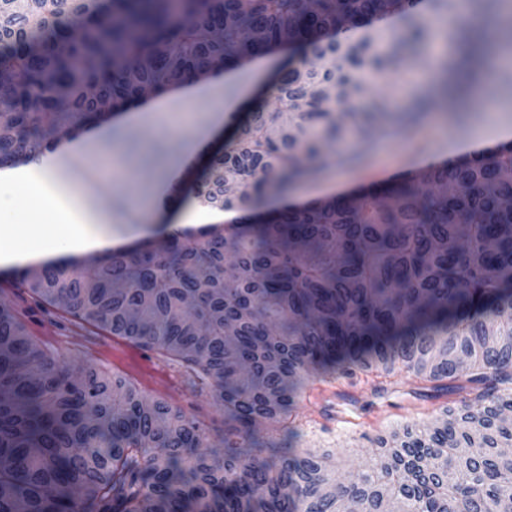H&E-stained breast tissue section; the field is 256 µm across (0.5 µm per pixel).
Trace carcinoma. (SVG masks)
<instances>
[{"label":"carcinoma","instance_id":"obj_1","mask_svg":"<svg viewBox=\"0 0 512 512\" xmlns=\"http://www.w3.org/2000/svg\"><path fill=\"white\" fill-rule=\"evenodd\" d=\"M502 0H474L497 18ZM399 32L382 41L375 20ZM419 0H0V167L51 151L50 135L107 124L143 96L300 52L273 97L192 179L199 203L242 223L176 230L80 264L27 273L33 296L182 362L224 407L204 422L120 375L48 354L0 307V512H512V145L273 210L353 131L362 75L418 61ZM512 22L459 33L456 74ZM403 369L448 396L443 417L380 437L347 482L330 452L297 448L310 383ZM264 425L259 440L253 428Z\"/></svg>","mask_w":512,"mask_h":512}]
</instances>
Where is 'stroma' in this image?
Instances as JSON below:
<instances>
[{
  "label": "stroma",
  "mask_w": 512,
  "mask_h": 512,
  "mask_svg": "<svg viewBox=\"0 0 512 512\" xmlns=\"http://www.w3.org/2000/svg\"><path fill=\"white\" fill-rule=\"evenodd\" d=\"M255 70V64H248L230 80L223 79L221 71H214L209 78L200 80V94L191 97L176 90L145 98L141 103L144 119L126 126L131 134L129 140L96 139L92 152H67L66 164L56 168L57 178L76 185L89 208L111 216V224L104 227L111 237L135 233L140 239L162 242L163 225L140 223L135 203H145L156 196L162 208L176 212L185 207V199L164 189L168 169L173 167L182 173L196 164L190 145L215 118L220 105L239 99L243 88L252 82ZM441 83V74L425 61L420 62L414 76L399 73L385 81L387 95L405 104ZM457 104L465 111L463 123H456L441 103H433L418 126L370 146L353 143L355 162L329 163L317 176L299 182L292 197L305 203L326 199L327 194L320 191L319 185L329 179L337 180V194L347 195L382 181L384 175L394 176L424 167L430 161L459 157L460 147L471 150L476 140L501 129L512 130V102L502 98L494 85L465 89ZM92 154L100 157V169L89 167L87 159ZM10 209L20 230L36 224L44 233H52L54 217L39 199L16 193ZM0 304L15 312L41 342L56 336L69 337V346L54 350L67 364L86 361L104 374H121L188 417L223 428L224 413L207 390L194 386L184 376L174 384L164 382L166 370H179L178 362L131 346L120 337L75 320L57 306L37 301L22 286L20 272L0 270ZM375 386V380L363 375L341 378L329 386L316 382L310 389L311 402L299 410V418L305 423L299 447L331 451L330 467L339 479L352 478L358 465L376 453L378 436L407 424L429 422L446 404L442 398L416 397L418 380L402 373L394 376L388 393L375 394Z\"/></svg>",
  "instance_id": "1"
}]
</instances>
